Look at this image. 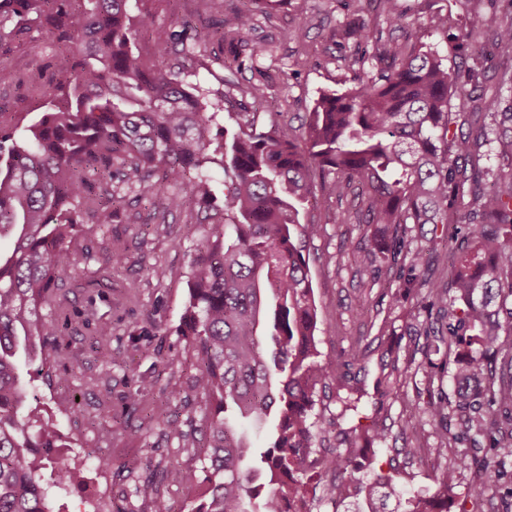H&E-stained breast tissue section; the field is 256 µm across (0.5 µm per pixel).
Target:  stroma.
<instances>
[{
	"label": "stroma",
	"mask_w": 512,
	"mask_h": 512,
	"mask_svg": "<svg viewBox=\"0 0 512 512\" xmlns=\"http://www.w3.org/2000/svg\"><path fill=\"white\" fill-rule=\"evenodd\" d=\"M409 24L387 30L386 36L399 45H421L447 55L449 66H459L460 57L450 55L443 34L421 29L429 12L455 17L452 0H401ZM132 15L144 16L154 25L181 28L198 23L195 0H132ZM354 18L343 0H285L268 13L258 15L251 33L256 49L254 66L229 84L224 44L212 39L193 56L175 54L172 47L141 42L147 57L181 69L184 81L200 85L207 99H223L219 122L231 132L247 123L261 128L273 120L290 122L300 128L305 115L320 94L343 91L353 84L354 72L347 61L349 50L334 37L336 29ZM0 65L14 73V79L0 85V125L24 127L36 121L44 102L42 89L57 66V52L46 41L36 39L11 47L0 56ZM266 88L265 104H255L248 93L251 86ZM346 204L318 206L307 219L324 227L322 235L309 245V267L317 305L322 359L336 355L352 356L350 382L358 412L340 417L341 405L335 391H327L315 407L324 420L340 419L342 427L357 425L367 418L388 433L384 448L357 441L350 449L361 465L363 481L385 475L402 491L404 498L434 495L442 471L457 466L455 502L476 508L477 512H512V447L490 452L464 440L452 448L441 443L445 433L463 429L458 412H450L447 422L418 427L424 419L430 396L447 395L449 403L457 396L450 373L454 362L447 343L431 345L423 329L427 325L426 287L418 281L377 274L373 265L352 260L365 237L364 225L348 216ZM170 227L149 234L141 225H128L126 240L131 245L128 260L114 276L136 283L133 296L122 289L112 291L111 303H98L99 314L112 316L110 358L96 352L93 340L84 334L67 336L68 354L79 367L72 378L54 382V400L42 396L46 387L37 363L21 360L20 376L29 396L26 407L42 418H53L60 425L62 439L50 449L52 457L63 461L96 452L112 471V512H151L137 488L145 479H160L164 467L176 464L192 472L200 483L208 475L204 459V424L192 382L195 359L178 327L188 296L190 263L198 237L187 236L182 215L169 220ZM163 264L168 272L163 280L152 278L149 270ZM436 364L433 382L411 379L410 373L425 359ZM397 360L408 375L396 384L392 395L376 389L382 365ZM112 373V388L104 390L98 381L104 371ZM153 386L144 394L139 413L131 426L114 425L110 440L99 438L107 414H121L127 396L139 387L141 379ZM176 387L175 398H168L166 386ZM107 407H100V400ZM161 407L180 422L183 438L166 434L162 427L144 426L142 420L152 408ZM418 456H409V449ZM467 467H459V460ZM494 461L502 479L490 487L481 501H474L470 490L476 468Z\"/></svg>",
	"instance_id": "obj_1"
}]
</instances>
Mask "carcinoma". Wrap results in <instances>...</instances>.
I'll return each mask as SVG.
<instances>
[{"label":"carcinoma","mask_w":512,"mask_h":512,"mask_svg":"<svg viewBox=\"0 0 512 512\" xmlns=\"http://www.w3.org/2000/svg\"><path fill=\"white\" fill-rule=\"evenodd\" d=\"M245 2L232 9L226 0H198L238 74L253 67L242 49L254 16L272 6ZM378 2L389 26L407 23L399 0ZM144 34L182 55L202 43L189 24L171 30L135 20L128 0H0L1 50L40 36L61 52L40 118L22 130L0 126V237L15 238L11 254L0 255V512H51L42 484L49 467L55 487L77 482L65 464L36 452L53 447L60 429L25 412L17 358L39 355L51 370L62 359L59 337L82 330L107 354L112 319L92 308L75 313L69 291L112 295V268L127 260L128 246L111 228L136 223L132 206L140 202L162 224L194 203L210 228L191 261L182 316L211 448L206 500L194 512H311L308 484L329 471L325 495L338 503L351 497L360 468L340 448L344 432L336 431V447L315 448L318 433L328 432L313 416L319 392L336 389L338 419L358 411V399L341 396L350 363L341 355L317 359L305 251L323 225L299 218L319 203L316 168L331 177L322 186L328 200L367 190L358 223L393 235L390 245L372 237L363 251L386 272L401 265L419 276L450 263L448 280L430 288L433 323L424 334L439 323L459 350L451 380L466 432L482 448L512 446V375L497 378L491 367L499 355L512 361V103L501 96L512 69L488 84L478 20L463 17L450 35L454 52L471 60L462 70L434 50L391 45L364 20L349 23L336 36L354 47L350 66L363 70L356 85L320 95L300 139L275 121L261 130L251 123L228 143L218 123L224 99L206 100L199 85L150 61L137 46ZM492 41L512 60V16L496 25ZM487 117L489 133L451 131ZM213 144L227 157L219 203L209 174ZM492 155L496 173L486 165ZM164 182L179 191H163ZM458 200L467 201L464 220ZM407 224L442 225L450 254L407 247ZM37 336L51 351L37 348ZM447 419L448 398L430 400L425 421ZM269 423V447L257 463L253 432ZM500 478L497 467L483 465L473 498ZM162 481L189 486L193 475L171 466ZM455 481L452 466L439 477V493L416 498L408 512H449ZM361 492L353 512H386L400 496L383 478ZM138 493L152 512H170L155 480Z\"/></svg>","instance_id":"cac0c4a2"}]
</instances>
